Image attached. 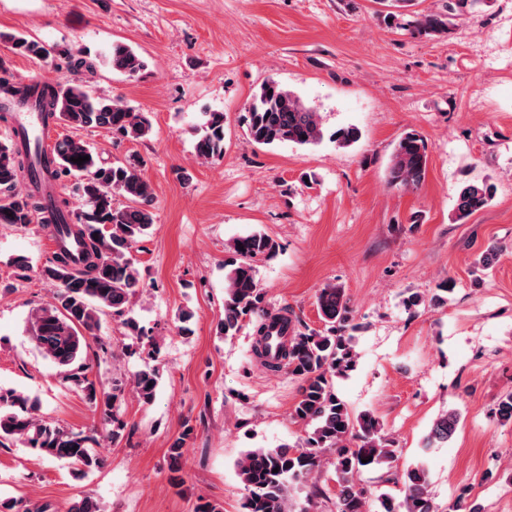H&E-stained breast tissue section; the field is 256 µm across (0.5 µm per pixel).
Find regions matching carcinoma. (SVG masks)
I'll use <instances>...</instances> for the list:
<instances>
[{"label": "carcinoma", "instance_id": "1", "mask_svg": "<svg viewBox=\"0 0 512 512\" xmlns=\"http://www.w3.org/2000/svg\"><path fill=\"white\" fill-rule=\"evenodd\" d=\"M389 8L388 18L397 20L415 0H378ZM448 15L417 13L404 26L427 35L448 33ZM0 40L10 44L16 54L44 61L65 56L69 76L53 81L22 84L0 77V93L9 100L20 99L45 116V121L63 124L75 130L104 128L129 141L146 138L151 122L144 112H137L119 98L92 96L76 78L79 70L93 68V63L60 51L56 45L23 34L0 33ZM112 69L128 78L137 76L146 63L132 47L115 42L110 50ZM246 136L259 146L293 143L317 145L324 138L321 114L307 105L294 91L270 78L253 95L246 109ZM200 124L193 127L194 151L207 163L224 159V113H202ZM337 146L345 148L360 139L354 126L331 134ZM87 156L78 165L71 158ZM429 163L428 144L415 131L403 133L397 140L386 169V182L392 188L416 191L424 183ZM79 177L77 190L82 205L73 208L66 198L40 194V182L53 185L64 177ZM27 180L37 191L23 194L17 184ZM491 201L485 183L467 182L455 199V220L464 222L483 210ZM35 222L55 224V231L72 237L81 245L80 256L60 247L37 271L38 276L55 288L53 302L30 311V337L35 346L65 368V380L82 392L87 402L100 412L108 427L107 438L122 436L126 423L119 410L122 384L108 387L88 378L89 364L82 354L96 346V358L112 356L109 338L100 335L107 316L122 319L124 336L134 345L152 340L145 327L125 317L131 299L139 287V270L131 250L155 223V197L150 182L143 176L137 158L105 159L81 139L65 138L53 146V159L40 163L28 145L10 140L0 142V226L25 228ZM278 250L276 241L261 231L233 238L225 251L224 318L218 331L235 335L246 319L257 323L259 336L255 353L270 368L285 369L299 382L294 404V421L307 427L303 442L297 446L253 448L246 450L236 463L237 475L245 491L244 512H292L291 491L320 467L326 450L335 452L336 493L333 512H368L370 489L358 475L365 467H396L398 449L392 447L384 425L371 411L358 414L340 397L336 380L355 366L357 326L342 289L327 285L320 289L317 306L324 327L296 329L297 317L285 308L269 312L265 293L256 278L255 263ZM288 329L292 335L279 356L269 357L266 339L275 327ZM159 369L148 366L135 375L132 385L138 399L149 404L156 396ZM493 413L502 425H512V390L497 400ZM459 415L454 410L440 413L426 437L425 448L443 444L454 435ZM193 427L186 424L169 448L173 482L180 477L179 460ZM0 440L18 442L39 455L62 461L73 475L83 478L99 469L104 456L97 438L74 431L38 415L37 400L14 389L0 388ZM278 472H273V469ZM400 498L382 493L377 497L379 512H436L428 470L422 464L409 466L401 476ZM0 512H53L42 503L20 509L13 498L0 497ZM68 512H100L96 499L85 495L75 500Z\"/></svg>", "mask_w": 512, "mask_h": 512}]
</instances>
